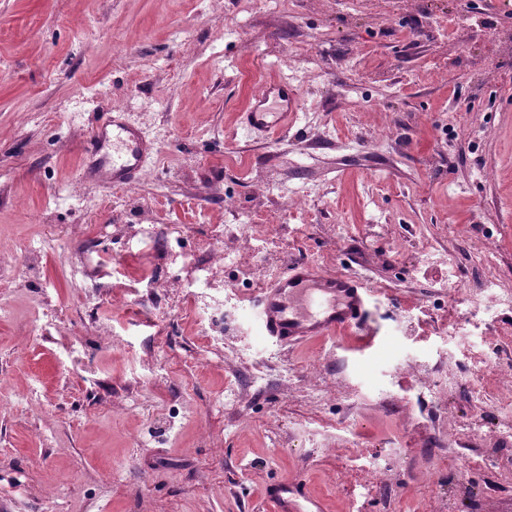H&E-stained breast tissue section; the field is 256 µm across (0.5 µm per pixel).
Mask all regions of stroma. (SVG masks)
I'll list each match as a JSON object with an SVG mask.
<instances>
[{
  "label": "stroma",
  "instance_id": "obj_1",
  "mask_svg": "<svg viewBox=\"0 0 512 512\" xmlns=\"http://www.w3.org/2000/svg\"><path fill=\"white\" fill-rule=\"evenodd\" d=\"M278 77L296 122L247 131ZM117 103L156 146L131 188L79 171ZM217 240L262 271L225 261L220 351L164 285ZM90 251L158 287H85ZM0 254V512H269L283 479L327 512H512V0H0ZM296 259L368 280L371 346L259 332Z\"/></svg>",
  "mask_w": 512,
  "mask_h": 512
}]
</instances>
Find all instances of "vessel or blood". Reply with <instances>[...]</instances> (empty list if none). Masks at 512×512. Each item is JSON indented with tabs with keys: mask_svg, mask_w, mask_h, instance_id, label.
I'll use <instances>...</instances> for the list:
<instances>
[{
	"mask_svg": "<svg viewBox=\"0 0 512 512\" xmlns=\"http://www.w3.org/2000/svg\"><path fill=\"white\" fill-rule=\"evenodd\" d=\"M300 110L298 88L283 79L266 82L246 107V124L256 133L287 130ZM83 173L98 183L128 188L140 182L154 146L122 112L112 113L88 134ZM370 290L365 279L318 270L311 262H290L285 274L252 301L261 328L284 345L323 340L357 331L364 343L374 339L368 324ZM296 487L280 484L268 490L274 512H306L295 498Z\"/></svg>",
	"mask_w": 512,
	"mask_h": 512,
	"instance_id": "obj_1",
	"label": "vessel or blood"
}]
</instances>
